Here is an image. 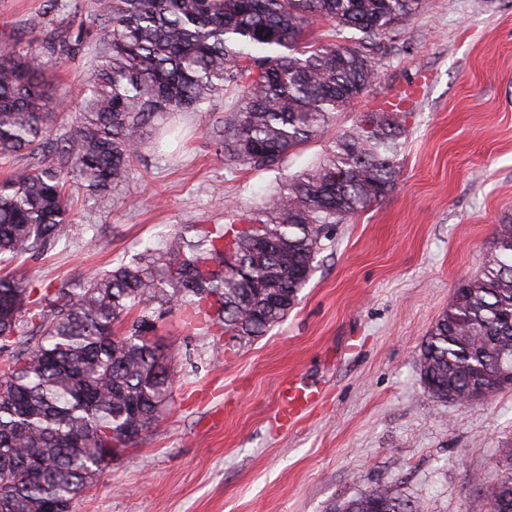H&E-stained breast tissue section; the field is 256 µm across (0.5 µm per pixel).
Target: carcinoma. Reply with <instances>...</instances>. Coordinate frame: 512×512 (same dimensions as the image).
Here are the masks:
<instances>
[{"instance_id":"carcinoma-1","label":"carcinoma","mask_w":512,"mask_h":512,"mask_svg":"<svg viewBox=\"0 0 512 512\" xmlns=\"http://www.w3.org/2000/svg\"><path fill=\"white\" fill-rule=\"evenodd\" d=\"M90 95L56 139L59 163L35 157L58 110L46 71L86 45L61 35L47 53L0 44V158L26 152L0 182V260L39 257L68 237L66 185H119L144 128L163 112L198 111L241 89L218 145L232 166L271 169L331 127L378 76L381 40L424 0H100ZM327 23L349 37L315 39ZM404 101L360 113L319 163L288 177L238 224L178 232L163 250L40 293L22 273L0 275V512H70L73 499L155 424L171 398L172 355L153 342L154 306L205 316L241 341L285 320L309 282L333 224L371 206L400 175ZM260 238L273 240L258 250ZM235 264L224 266V251ZM431 396L463 405L512 369V224L496 227L481 275L454 292L421 345ZM492 512H512V474L484 489ZM336 512H422L389 487Z\"/></svg>"}]
</instances>
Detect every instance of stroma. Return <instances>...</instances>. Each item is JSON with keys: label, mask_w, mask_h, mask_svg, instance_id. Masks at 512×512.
Listing matches in <instances>:
<instances>
[{"label": "stroma", "mask_w": 512, "mask_h": 512, "mask_svg": "<svg viewBox=\"0 0 512 512\" xmlns=\"http://www.w3.org/2000/svg\"><path fill=\"white\" fill-rule=\"evenodd\" d=\"M99 0H0V41L41 50L53 32L89 30ZM378 77L337 112L334 132L408 95L402 172L380 201L329 228L299 302L248 342L193 330L170 311L155 337L175 355L158 422L115 457L72 512H333L359 493L399 488L424 512H489L480 485L505 473L512 388L467 406L429 396L419 351L459 284L477 277L498 225L512 224V0H427L386 41ZM89 53L52 73L64 133L83 107ZM240 95L166 112L106 194L73 188V227L22 270L44 288L162 247L175 228L225 224L318 161L309 140L278 168L230 167L216 133ZM302 375L321 391L280 426L276 391Z\"/></svg>", "instance_id": "obj_1"}]
</instances>
